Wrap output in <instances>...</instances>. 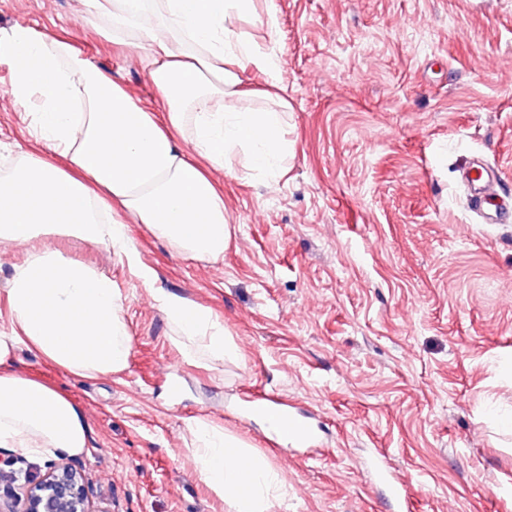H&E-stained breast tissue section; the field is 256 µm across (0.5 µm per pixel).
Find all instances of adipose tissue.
Segmentation results:
<instances>
[{"instance_id": "adipose-tissue-1", "label": "adipose tissue", "mask_w": 512, "mask_h": 512, "mask_svg": "<svg viewBox=\"0 0 512 512\" xmlns=\"http://www.w3.org/2000/svg\"><path fill=\"white\" fill-rule=\"evenodd\" d=\"M256 0H82L113 43L142 51L159 107L145 105L105 77L70 44L29 25L0 30V60L13 66L12 95L27 109L28 133L48 156L20 151L0 175V246H21L25 259L6 290L9 327L0 330V447L33 458L78 456L87 425L71 398L15 371L18 348L79 377L127 368L130 338L124 296L109 275L43 245L48 235L100 244L150 282L127 238L145 224L181 252L216 261L229 226L224 193L206 165L244 153L250 170L276 180L293 150L288 100L278 89L272 54L240 31ZM264 73L267 107L242 109L243 75ZM69 160L73 172L56 165ZM161 306L177 328L176 346L212 361L234 356L212 312L176 295ZM193 455L232 512H271L286 494L274 469L247 444L206 419H190Z\"/></svg>"}]
</instances>
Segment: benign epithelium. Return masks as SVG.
Wrapping results in <instances>:
<instances>
[{
	"instance_id": "benign-epithelium-1",
	"label": "benign epithelium",
	"mask_w": 512,
	"mask_h": 512,
	"mask_svg": "<svg viewBox=\"0 0 512 512\" xmlns=\"http://www.w3.org/2000/svg\"><path fill=\"white\" fill-rule=\"evenodd\" d=\"M17 488L7 491L0 512H97L81 473L67 463L46 464L44 474L13 476Z\"/></svg>"
}]
</instances>
